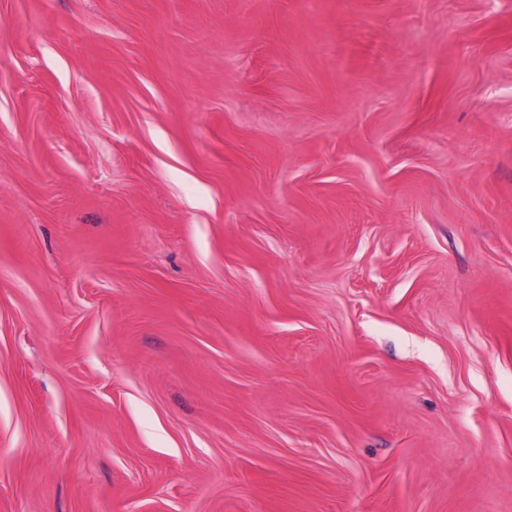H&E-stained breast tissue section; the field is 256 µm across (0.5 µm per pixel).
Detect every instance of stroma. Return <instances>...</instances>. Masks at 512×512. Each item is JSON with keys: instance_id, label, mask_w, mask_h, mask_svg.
<instances>
[{"instance_id": "1", "label": "stroma", "mask_w": 512, "mask_h": 512, "mask_svg": "<svg viewBox=\"0 0 512 512\" xmlns=\"http://www.w3.org/2000/svg\"><path fill=\"white\" fill-rule=\"evenodd\" d=\"M0 512H512V0H0Z\"/></svg>"}]
</instances>
